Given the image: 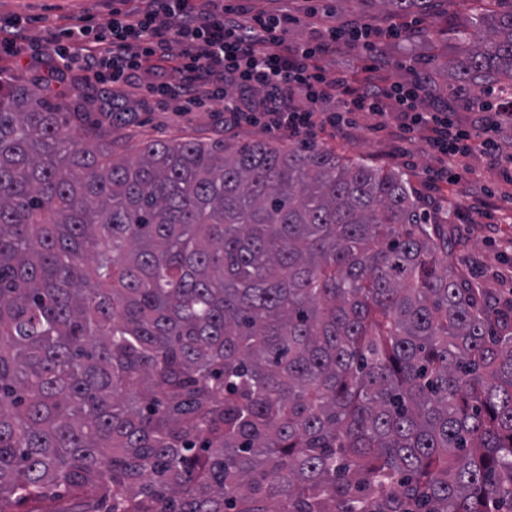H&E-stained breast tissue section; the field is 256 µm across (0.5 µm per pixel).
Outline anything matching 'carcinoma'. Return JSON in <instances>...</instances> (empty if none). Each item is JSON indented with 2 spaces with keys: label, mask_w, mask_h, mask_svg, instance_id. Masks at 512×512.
<instances>
[{
  "label": "carcinoma",
  "mask_w": 512,
  "mask_h": 512,
  "mask_svg": "<svg viewBox=\"0 0 512 512\" xmlns=\"http://www.w3.org/2000/svg\"><path fill=\"white\" fill-rule=\"evenodd\" d=\"M497 2L416 78L508 123ZM451 243L399 170L306 139L125 158L0 84V512H512V300Z\"/></svg>",
  "instance_id": "carcinoma-1"
}]
</instances>
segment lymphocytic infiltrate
Here are the masks:
<instances>
[{
	"mask_svg": "<svg viewBox=\"0 0 512 512\" xmlns=\"http://www.w3.org/2000/svg\"><path fill=\"white\" fill-rule=\"evenodd\" d=\"M370 30L330 27L312 42L287 40L274 16L242 19L216 7L196 8L193 0H148L134 15H112L98 26L63 29L48 42V80L81 65L93 78L112 86L134 87L142 70L163 71L172 46H181L178 91L188 100L223 103L224 125L266 123L288 136L319 125L333 127L345 116L365 112L392 115L396 131L424 129L445 177L458 162L480 152L499 158L512 144L499 136L501 121L483 115L480 126L457 121L453 108L422 106L425 89L418 84H384L373 65H365L360 82L337 73L327 78L326 57L370 48ZM336 101L338 111L323 115L318 103Z\"/></svg>",
	"mask_w": 512,
	"mask_h": 512,
	"instance_id": "f902f5d3",
	"label": "lymphocytic infiltrate"
}]
</instances>
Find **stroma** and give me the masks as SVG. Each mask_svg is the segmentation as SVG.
Listing matches in <instances>:
<instances>
[{
  "instance_id": "35a3bbf8",
  "label": "stroma",
  "mask_w": 512,
  "mask_h": 512,
  "mask_svg": "<svg viewBox=\"0 0 512 512\" xmlns=\"http://www.w3.org/2000/svg\"><path fill=\"white\" fill-rule=\"evenodd\" d=\"M224 3L243 8L249 16L286 18L287 38L298 42L311 39L324 27L360 25L384 30L398 23L397 18L371 0H224ZM144 6V0H0V18L25 19L28 40L40 46L60 28L101 24L111 17L113 10L130 14ZM497 7L496 0H454L452 7L442 6L435 12L433 23L437 36L398 41L381 39L376 41L372 55L384 62L388 81L412 82L414 67L448 52V41L441 34L447 10H455L465 17L491 12ZM44 63V58L32 53L22 54L0 68V80L40 86L42 94L65 111L83 113L88 122L111 128L113 138L130 151L145 137L205 138L224 133L236 142H254L269 136L260 126L225 130L224 108L218 102L195 112L180 111L175 101L157 103L148 92L155 77L148 73L140 75L133 95L122 98L125 112L117 119L109 111L113 100L111 89L87 83L84 72L77 69L60 74L52 86H43ZM310 138L339 154L400 169L425 200L440 195L447 197L450 221L462 241L461 247L449 252V263L467 259L478 287L504 295L512 291V200L504 197L507 179L512 176L511 163L473 154L466 164L480 171V180L465 177L437 189L428 180V172L436 167L437 159L424 131L394 136L389 129L381 128L379 118L360 114L347 133L335 134L318 128Z\"/></svg>"
}]
</instances>
